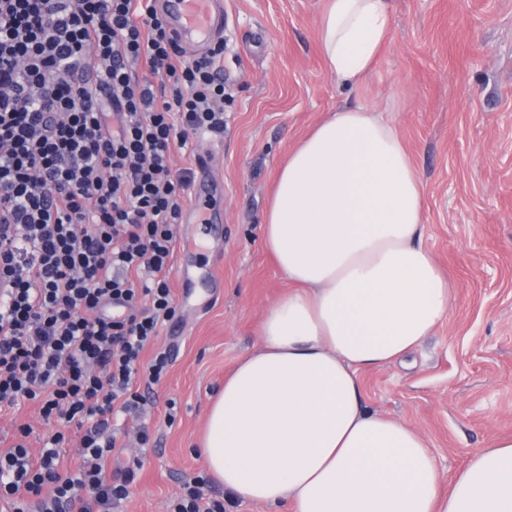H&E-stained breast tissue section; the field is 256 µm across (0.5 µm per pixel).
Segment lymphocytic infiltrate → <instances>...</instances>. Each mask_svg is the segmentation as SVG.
Here are the masks:
<instances>
[{
    "label": "lymphocytic infiltrate",
    "instance_id": "1",
    "mask_svg": "<svg viewBox=\"0 0 512 512\" xmlns=\"http://www.w3.org/2000/svg\"><path fill=\"white\" fill-rule=\"evenodd\" d=\"M223 56L183 60L153 0H0V410L36 404L50 427L38 453L21 425L0 454L11 512H117L130 495L114 423L169 369L153 344L177 313L193 181L171 157L223 134ZM208 485L186 478L168 512H224Z\"/></svg>",
    "mask_w": 512,
    "mask_h": 512
}]
</instances>
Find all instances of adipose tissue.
<instances>
[{
	"label": "adipose tissue",
	"mask_w": 512,
	"mask_h": 512,
	"mask_svg": "<svg viewBox=\"0 0 512 512\" xmlns=\"http://www.w3.org/2000/svg\"><path fill=\"white\" fill-rule=\"evenodd\" d=\"M392 22L389 0H325L327 71L364 82ZM423 193L396 125L366 106L333 112L289 151L263 245L290 288L259 350L225 376L203 437L228 497L271 512H512V438L446 480L422 433L362 399L359 371L405 361L452 305L423 243Z\"/></svg>",
	"instance_id": "obj_1"
}]
</instances>
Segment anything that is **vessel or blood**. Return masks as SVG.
<instances>
[{"mask_svg":"<svg viewBox=\"0 0 512 512\" xmlns=\"http://www.w3.org/2000/svg\"><path fill=\"white\" fill-rule=\"evenodd\" d=\"M154 5L166 19L180 46H207L224 30L222 0H154ZM198 169L201 176L193 189L195 201L186 211L187 221L211 224L215 221L214 216L200 205L201 199L210 195L213 189L206 175L207 163L199 162Z\"/></svg>","mask_w":512,"mask_h":512,"instance_id":"vessel-or-blood-1","label":"vessel or blood"}]
</instances>
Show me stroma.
Listing matches in <instances>:
<instances>
[{
	"label": "stroma",
	"instance_id": "stroma-1",
	"mask_svg": "<svg viewBox=\"0 0 512 512\" xmlns=\"http://www.w3.org/2000/svg\"><path fill=\"white\" fill-rule=\"evenodd\" d=\"M390 4L391 37L373 72L345 87L320 56L324 0H224V134L173 157L178 170L207 157L217 187L208 210L224 222L211 234L177 226L173 260L186 279L170 286L181 333L161 331L169 372L122 424V458L140 462L123 512H166L183 479L203 472L209 403L259 348L261 323L289 288L262 245L279 167L341 107L395 122L424 184V242L454 287L447 317L409 365L361 371L364 403L423 433L447 477L512 436V0ZM21 424L38 450L47 427L32 405L0 412V450Z\"/></svg>",
	"mask_w": 512,
	"mask_h": 512
}]
</instances>
